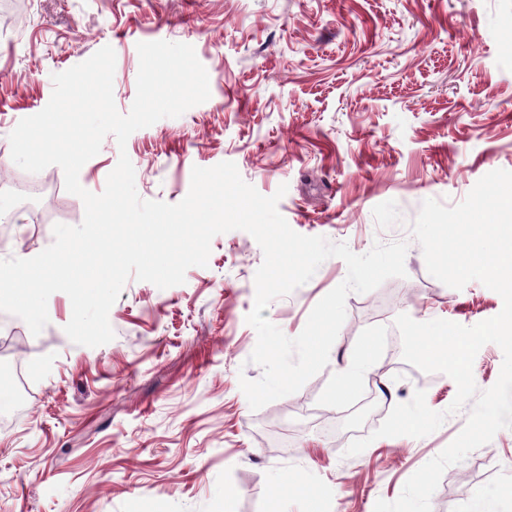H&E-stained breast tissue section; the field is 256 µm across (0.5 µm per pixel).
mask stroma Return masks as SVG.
<instances>
[{
    "label": "stroma",
    "mask_w": 512,
    "mask_h": 512,
    "mask_svg": "<svg viewBox=\"0 0 512 512\" xmlns=\"http://www.w3.org/2000/svg\"><path fill=\"white\" fill-rule=\"evenodd\" d=\"M192 45L210 97L177 118L106 136L79 173L101 193L120 153L145 200L180 202L193 167L230 161L262 195L287 185L278 210L305 236L408 244L405 277L349 294L327 366L296 393L251 409L240 377L263 375L249 357L246 321L263 252L247 232L216 235L207 266L161 289L129 279L109 311L114 339L74 344L64 332L70 298L53 293L39 335L22 337L27 390L0 379V512H374L461 431L448 414L432 434L382 437L360 454L387 404L426 393L447 411L457 387L442 373L406 370L388 335L399 314L473 326L503 300L480 281L450 288L427 270L411 225L424 200L453 206L476 182L512 170V0H24V19L0 28V259L31 258L57 223L76 226L82 200L52 165L25 173L9 136L40 112L53 74L104 46L116 54L115 104L136 96L137 45ZM45 208L33 223L26 204ZM347 275L325 260L264 315L290 338ZM374 344L370 368L345 395L337 369ZM512 506V428L449 466L431 512H468L479 496Z\"/></svg>",
    "instance_id": "obj_1"
}]
</instances>
